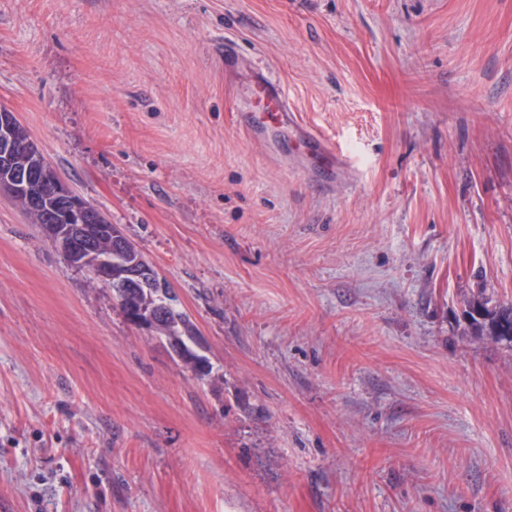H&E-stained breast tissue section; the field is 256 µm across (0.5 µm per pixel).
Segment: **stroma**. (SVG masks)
Instances as JSON below:
<instances>
[{
	"mask_svg": "<svg viewBox=\"0 0 512 512\" xmlns=\"http://www.w3.org/2000/svg\"><path fill=\"white\" fill-rule=\"evenodd\" d=\"M258 72L355 172L236 125ZM1 106L212 372L0 194V512H512V0H0ZM107 218L97 208H94L89 223L85 225L87 232L91 239L96 240L98 249L101 252H107L111 248V239L101 227L105 228L107 233L112 236V249L116 252L122 251L125 246V240L128 242V246L123 251L120 259L123 264L131 267H138L144 262H147L141 253L125 236L124 238L120 235V228L116 224H107ZM125 239V240H124ZM109 264V268L112 272L110 282L113 283L114 288L112 289V295L118 302V305L122 309L123 306L120 302V289L119 288H136L134 283H150L154 288H167L165 282L159 277L156 270L149 264L142 265L138 270L129 272L125 267H120L112 271V256L106 259ZM139 304L143 310L150 312L154 307L169 300V307L160 327L155 331L160 338H177L183 343L193 341L197 337L194 323L189 316L178 308L177 296L161 298L152 291V288H139ZM489 300L481 292L466 302V316L471 329L486 336H494L499 342L512 343V304L490 308ZM469 311H473L477 316Z\"/></svg>",
	"mask_w": 512,
	"mask_h": 512,
	"instance_id": "obj_1",
	"label": "stroma"
}]
</instances>
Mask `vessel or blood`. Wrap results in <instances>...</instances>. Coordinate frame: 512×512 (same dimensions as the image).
Wrapping results in <instances>:
<instances>
[{
	"label": "vessel or blood",
	"mask_w": 512,
	"mask_h": 512,
	"mask_svg": "<svg viewBox=\"0 0 512 512\" xmlns=\"http://www.w3.org/2000/svg\"><path fill=\"white\" fill-rule=\"evenodd\" d=\"M251 96L262 102V109L239 110L236 120L240 127L254 136H261L267 127L273 126L291 133L298 149L304 155L323 161L321 177L325 184H332L339 171L351 167L354 158L320 131L301 126L296 114L291 112L281 89L265 76H257Z\"/></svg>",
	"instance_id": "obj_1"
}]
</instances>
